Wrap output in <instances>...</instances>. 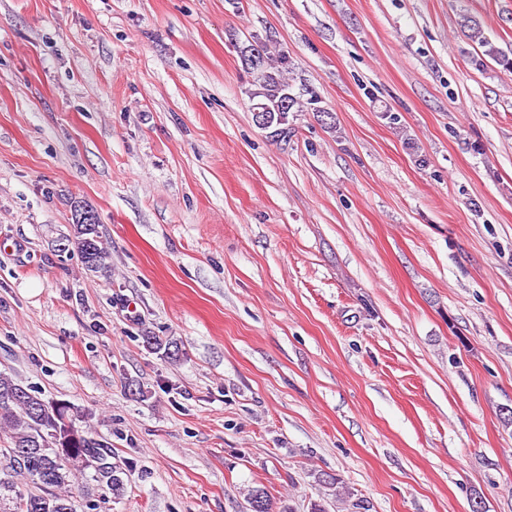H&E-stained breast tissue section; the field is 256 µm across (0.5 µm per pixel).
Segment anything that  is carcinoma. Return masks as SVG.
<instances>
[{
	"label": "carcinoma",
	"instance_id": "carcinoma-1",
	"mask_svg": "<svg viewBox=\"0 0 512 512\" xmlns=\"http://www.w3.org/2000/svg\"><path fill=\"white\" fill-rule=\"evenodd\" d=\"M459 27L466 40L480 48L472 58L477 67L489 58L503 70L512 72V48L498 46L481 22L469 13L460 15ZM246 72L252 77L248 90L250 107L269 109L273 137H288V115L311 112L322 124L336 127L331 110L321 105L318 95L305 87L296 92L289 84L292 59L285 51L272 54L269 45L255 38L237 46ZM62 251L84 259L92 254L85 268L97 272L108 266L110 253L104 246L96 224H72ZM145 346L162 357L175 360L181 354L177 340L160 336L143 337ZM78 410L64 400L49 401L40 391L18 383L11 375L0 373V512H74L67 488L91 473L105 493L118 498L124 492L122 469L112 463V448L76 425ZM27 476L35 492L17 489L15 478ZM12 507L3 508V501Z\"/></svg>",
	"mask_w": 512,
	"mask_h": 512
}]
</instances>
